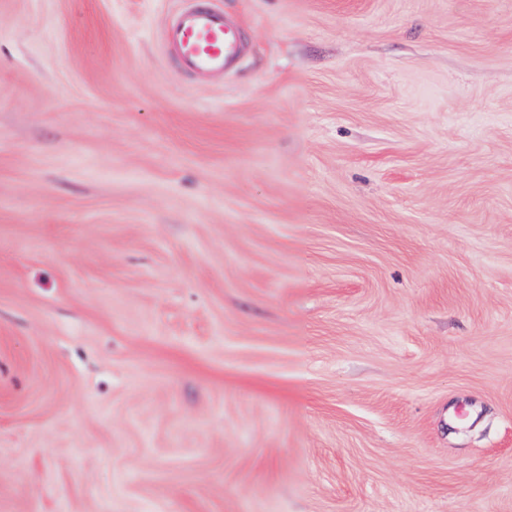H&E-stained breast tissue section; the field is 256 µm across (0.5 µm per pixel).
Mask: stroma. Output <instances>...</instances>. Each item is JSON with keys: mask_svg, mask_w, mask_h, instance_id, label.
<instances>
[{"mask_svg": "<svg viewBox=\"0 0 512 512\" xmlns=\"http://www.w3.org/2000/svg\"><path fill=\"white\" fill-rule=\"evenodd\" d=\"M0 0V512H512V0ZM164 40L182 66L197 75L236 70L247 48L238 24L206 7L180 12L164 28Z\"/></svg>", "mask_w": 512, "mask_h": 512, "instance_id": "stroma-1", "label": "stroma"}]
</instances>
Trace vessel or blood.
<instances>
[{
  "label": "vessel or blood",
  "mask_w": 512,
  "mask_h": 512,
  "mask_svg": "<svg viewBox=\"0 0 512 512\" xmlns=\"http://www.w3.org/2000/svg\"><path fill=\"white\" fill-rule=\"evenodd\" d=\"M164 40L182 66L198 75L236 70L247 48L238 24L206 7L180 12L165 27Z\"/></svg>",
  "instance_id": "vessel-or-blood-1"
}]
</instances>
